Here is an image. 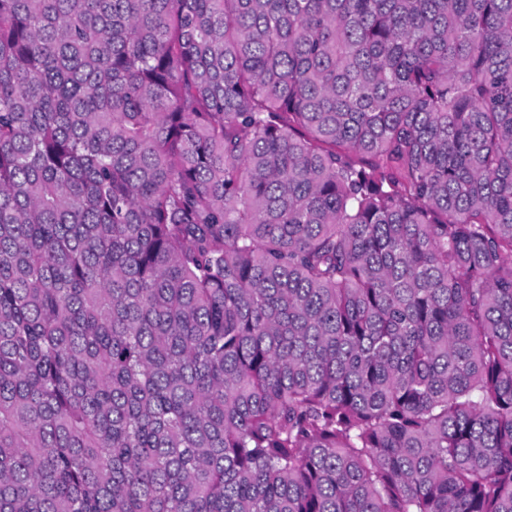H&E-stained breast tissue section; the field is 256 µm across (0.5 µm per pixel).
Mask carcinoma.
Masks as SVG:
<instances>
[{
    "label": "carcinoma",
    "mask_w": 512,
    "mask_h": 512,
    "mask_svg": "<svg viewBox=\"0 0 512 512\" xmlns=\"http://www.w3.org/2000/svg\"><path fill=\"white\" fill-rule=\"evenodd\" d=\"M0 512H512V0H0Z\"/></svg>",
    "instance_id": "obj_1"
}]
</instances>
